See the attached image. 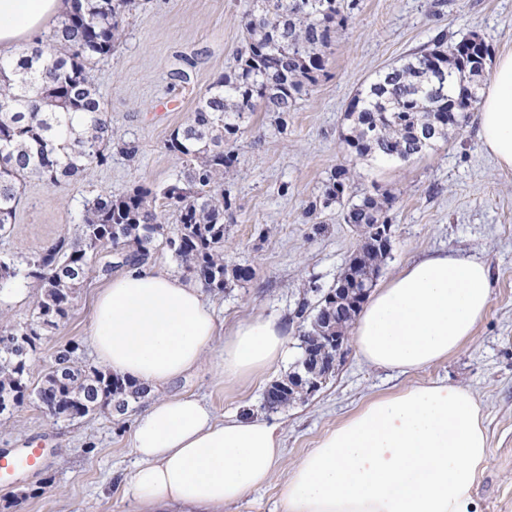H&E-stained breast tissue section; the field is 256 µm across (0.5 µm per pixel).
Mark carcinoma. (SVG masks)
Segmentation results:
<instances>
[{"label": "carcinoma", "mask_w": 512, "mask_h": 512, "mask_svg": "<svg viewBox=\"0 0 512 512\" xmlns=\"http://www.w3.org/2000/svg\"><path fill=\"white\" fill-rule=\"evenodd\" d=\"M135 0H71V10L46 42L4 60L0 80V231L13 224L24 180L37 175L52 187L82 177L111 158L112 126L89 70L109 59L126 35L125 18ZM342 0H248L243 16L246 48L233 72L213 81L193 114L167 140L169 151L186 161L185 170L163 185L138 188L112 198L99 193L85 201L79 239L69 247L61 239L21 259L0 258V281L22 280L37 288L31 319L12 323L0 317V416L34 404L50 416L84 418L106 408L122 413L130 401L146 396L110 372L83 365L70 342L54 354L41 381L30 373L31 355L42 331L65 322L75 306V288L92 273L134 266L150 256L155 237L186 270L211 289L222 291L240 280L224 258V176L233 172L234 151L226 148L240 131L244 115L262 109L275 114L284 128L286 116L324 70V49L345 27ZM489 46L476 34L448 42L441 29L430 44L376 77L351 100L347 142L359 158L406 160L423 153L461 127L460 117L479 101ZM359 174L349 160L336 167L323 193L322 206L347 202L343 219L370 229L389 223L392 199L365 193L351 195ZM173 208L178 224L166 230L162 209ZM119 247L117 259L96 265L97 255ZM361 262L346 268L339 281L358 278L367 286L386 260L372 239L359 242ZM360 308L330 305L322 297L297 312L300 338L323 346L327 337L347 336ZM300 369L275 384L274 410L306 398L288 389Z\"/></svg>", "instance_id": "1"}]
</instances>
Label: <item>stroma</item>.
<instances>
[{"label": "stroma", "mask_w": 512, "mask_h": 512, "mask_svg": "<svg viewBox=\"0 0 512 512\" xmlns=\"http://www.w3.org/2000/svg\"><path fill=\"white\" fill-rule=\"evenodd\" d=\"M433 2L357 0L326 52L324 71L289 113L286 128L257 111L233 145L238 173L224 182L232 201L224 212V255L252 275L209 298L227 331L257 316L277 317L288 327L289 356L256 376L224 380L209 352L192 373L164 389L202 399L219 418L248 410L279 426L282 459L270 482L224 512H279L289 473L325 432L376 398L430 383L464 388L481 405L489 463L472 488L476 512H512V169L500 168L481 146L477 112L424 155L358 161L356 183L359 191L394 200L388 212L393 246L378 284L407 261L450 248L490 264L491 303L473 336L448 359L409 374L370 365L348 348L333 376L305 402L274 413L263 409L268 386L300 356L301 299L317 303L356 247L339 204L306 213L351 154L344 139L351 99L437 29L447 30L452 41L477 33L494 57L512 51V0H444L437 13ZM245 8L246 0H138L126 17L125 38L91 73L115 132L109 163L61 187L28 178L14 228L0 236V253L25 256L62 238L74 243L86 199L104 192L123 196L183 171V157L165 142L213 80L234 68L245 49ZM126 144L134 146L135 157L123 152ZM104 283L90 275L69 319L44 332L32 360L34 378L70 342L78 344L82 363L95 365L88 326ZM142 408L138 402L123 414L56 421L26 404L0 418L1 452L44 451L38 468L0 483V512H137L121 478L133 466L130 436Z\"/></svg>", "instance_id": "1"}]
</instances>
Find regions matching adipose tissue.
<instances>
[{
  "mask_svg": "<svg viewBox=\"0 0 512 512\" xmlns=\"http://www.w3.org/2000/svg\"><path fill=\"white\" fill-rule=\"evenodd\" d=\"M71 0H0V58L35 41ZM480 141L512 169V53L495 62L479 103ZM492 269L442 250L404 266L364 305L353 336L369 364L403 374L448 358L490 302ZM89 341L105 370L148 387L134 419L127 477L138 512H223L265 485L281 460L275 424L217 420L195 397L160 391L216 354L219 377L253 376L288 356V330L257 318L221 335L201 288L142 264L94 298ZM488 459L483 415L465 389L425 384L372 400L329 430L292 469L280 512H470Z\"/></svg>",
  "mask_w": 512,
  "mask_h": 512,
  "instance_id": "ef3b65f1",
  "label": "adipose tissue"
}]
</instances>
